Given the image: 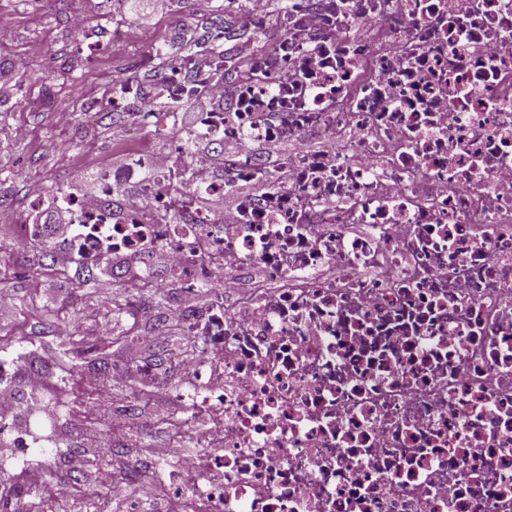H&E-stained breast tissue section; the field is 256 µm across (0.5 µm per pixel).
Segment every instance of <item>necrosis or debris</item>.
Listing matches in <instances>:
<instances>
[{
  "label": "necrosis or debris",
  "instance_id": "obj_1",
  "mask_svg": "<svg viewBox=\"0 0 512 512\" xmlns=\"http://www.w3.org/2000/svg\"><path fill=\"white\" fill-rule=\"evenodd\" d=\"M230 2L245 35L169 66L168 112L122 77L86 107L168 162L59 192L67 236L24 227L133 305L165 257L190 299L166 512H512V0ZM204 99L218 171L168 116Z\"/></svg>",
  "mask_w": 512,
  "mask_h": 512
}]
</instances>
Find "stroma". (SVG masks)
Returning <instances> with one entry per match:
<instances>
[{"mask_svg": "<svg viewBox=\"0 0 512 512\" xmlns=\"http://www.w3.org/2000/svg\"><path fill=\"white\" fill-rule=\"evenodd\" d=\"M89 15L92 28L77 37L70 18ZM126 19L129 33L123 45H113L109 32L117 19ZM0 22L10 25L15 36L0 45V71L9 74L10 86L0 90V225L11 227L8 239L0 241V277L6 281L14 304L15 317L0 323V337L7 338L4 353L14 369L11 388L23 389L29 371L41 372L54 404L55 421L45 420L41 411H31L24 419L26 431L37 432L39 450L49 451L45 472L54 479L78 478L83 494L108 492L119 481L127 463L142 459L151 446L176 440L177 435L163 424V415L177 411L175 396L183 385L175 363L165 348L167 336L155 335L164 314L148 311L139 318L135 330L150 334L139 346V357L151 363L156 377L151 401L142 403L129 431L112 435L115 451L106 460H95L86 436L97 430L96 414L103 404L84 384L86 370L61 376L55 368L59 359L57 337L71 332L92 336L102 331L97 309L106 300L123 295L120 287L96 288L82 270L64 276H34L33 270L43 243L23 238L21 227L30 210L33 186H56L59 171L76 174L82 169H98L124 158V146L135 142L141 149L153 146L148 128L131 118L115 114L103 123H92L86 112L90 102L102 101L112 87L114 76L125 74L130 48L141 45L144 34L164 39L168 59L183 56L187 40L197 38L198 24L208 30L227 33L239 30L234 10L224 0H195L190 11L180 5L156 18L144 29L126 0H114L111 10H101L95 0H0ZM65 128L66 146H59L53 132ZM51 301L59 320L55 324L28 315L26 301Z\"/></svg>", "mask_w": 512, "mask_h": 512, "instance_id": "obj_1", "label": "stroma"}]
</instances>
